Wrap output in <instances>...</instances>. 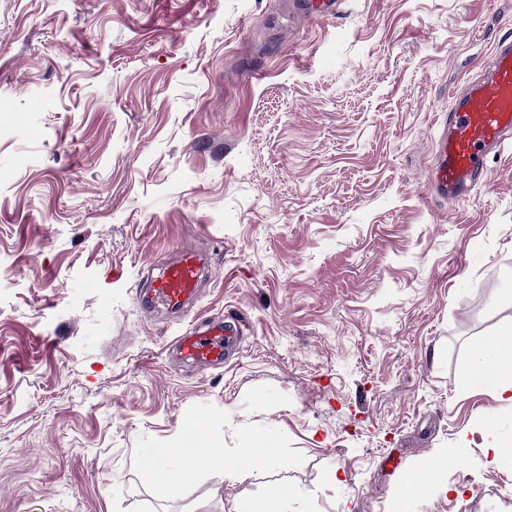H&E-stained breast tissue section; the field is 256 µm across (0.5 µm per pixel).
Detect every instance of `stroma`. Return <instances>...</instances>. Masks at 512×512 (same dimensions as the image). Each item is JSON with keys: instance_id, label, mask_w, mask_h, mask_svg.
<instances>
[{"instance_id": "obj_1", "label": "stroma", "mask_w": 512, "mask_h": 512, "mask_svg": "<svg viewBox=\"0 0 512 512\" xmlns=\"http://www.w3.org/2000/svg\"><path fill=\"white\" fill-rule=\"evenodd\" d=\"M0 0V512H393L386 465L463 447L407 512H512V410L467 386L512 319V141L448 203L428 186L451 96L512 38V0ZM210 256L184 312L140 292L184 244ZM235 323L206 370L177 336ZM232 483L144 480L192 418ZM310 7L306 10H300L308 20L337 18L341 13V5L344 3L342 0H308ZM480 433L484 440V447L490 462H498L505 458H512V442L503 440L492 427H483Z\"/></svg>"}]
</instances>
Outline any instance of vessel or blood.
I'll list each match as a JSON object with an SVG mask.
<instances>
[{"instance_id": "1", "label": "vessel or blood", "mask_w": 512, "mask_h": 512, "mask_svg": "<svg viewBox=\"0 0 512 512\" xmlns=\"http://www.w3.org/2000/svg\"><path fill=\"white\" fill-rule=\"evenodd\" d=\"M307 19L334 18L342 0H309ZM512 138V39L498 41L482 73L452 96L448 117L436 141V161L430 170L434 193L454 203L469 196L487 177L490 150ZM208 258L188 246L177 258L162 265L148 289L150 308L178 309L196 298ZM235 344L231 329L209 325L182 336V358L207 369L221 364L226 350Z\"/></svg>"}]
</instances>
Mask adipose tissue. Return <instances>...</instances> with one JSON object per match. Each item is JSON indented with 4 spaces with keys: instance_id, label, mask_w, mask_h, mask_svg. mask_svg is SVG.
<instances>
[{
    "instance_id": "adipose-tissue-1",
    "label": "adipose tissue",
    "mask_w": 512,
    "mask_h": 512,
    "mask_svg": "<svg viewBox=\"0 0 512 512\" xmlns=\"http://www.w3.org/2000/svg\"><path fill=\"white\" fill-rule=\"evenodd\" d=\"M463 375L470 387L492 391L499 402L512 407V325L493 337L473 343ZM206 427V422H195L193 443L180 438L166 446L148 449L142 460L144 476L152 482L169 481L177 474L198 471L219 462L224 463V475L229 479L252 471L256 457L252 439H245L236 459L228 464L222 450L205 438Z\"/></svg>"
}]
</instances>
